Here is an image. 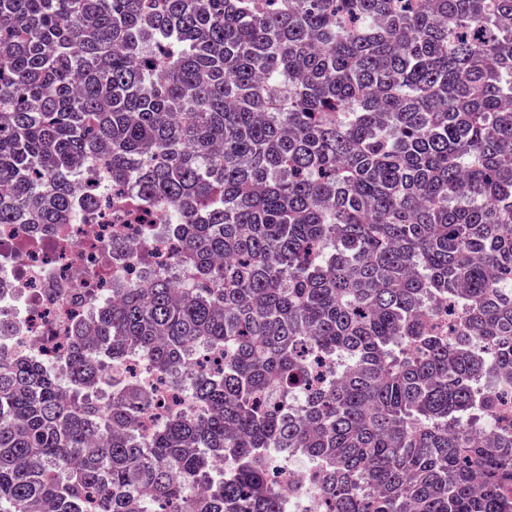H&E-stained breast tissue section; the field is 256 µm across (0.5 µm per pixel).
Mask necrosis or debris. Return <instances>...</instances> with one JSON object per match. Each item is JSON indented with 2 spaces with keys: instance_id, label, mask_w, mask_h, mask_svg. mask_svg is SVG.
I'll use <instances>...</instances> for the list:
<instances>
[{
  "instance_id": "necrosis-or-debris-1",
  "label": "necrosis or debris",
  "mask_w": 512,
  "mask_h": 512,
  "mask_svg": "<svg viewBox=\"0 0 512 512\" xmlns=\"http://www.w3.org/2000/svg\"><path fill=\"white\" fill-rule=\"evenodd\" d=\"M106 155L81 163L74 181L78 195L94 202L67 224H0V312L8 320L0 335V354L37 362L57 378H64V358L70 327L85 320L91 309L111 298L113 289L145 284L138 260L129 248L149 242L158 271H170L174 262L171 235L156 230L161 216L145 209L135 219L113 216ZM121 241L122 253L112 251ZM121 370L150 403L137 418L140 433H151L158 420L172 410L192 415L198 404L183 389L160 385L146 377L145 358L130 354ZM315 467L279 468L281 482L295 487V512H316Z\"/></svg>"
}]
</instances>
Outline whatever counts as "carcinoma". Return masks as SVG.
Instances as JSON below:
<instances>
[{
	"label": "carcinoma",
	"instance_id": "carcinoma-1",
	"mask_svg": "<svg viewBox=\"0 0 512 512\" xmlns=\"http://www.w3.org/2000/svg\"><path fill=\"white\" fill-rule=\"evenodd\" d=\"M102 147L192 287L74 329L105 414L0 359V512H286L297 448L321 512H512V0H0V224ZM135 351L200 410L141 436Z\"/></svg>",
	"mask_w": 512,
	"mask_h": 512
}]
</instances>
